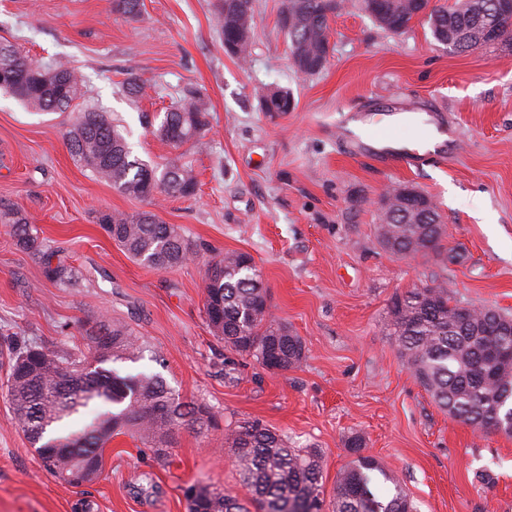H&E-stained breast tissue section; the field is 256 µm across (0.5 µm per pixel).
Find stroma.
<instances>
[{
	"label": "stroma",
	"instance_id": "35a3bbf8",
	"mask_svg": "<svg viewBox=\"0 0 512 512\" xmlns=\"http://www.w3.org/2000/svg\"><path fill=\"white\" fill-rule=\"evenodd\" d=\"M216 3L141 0L131 20L114 0H0V43L84 79L71 112L37 114L0 95V200L25 213L78 276L71 287L52 283L0 226V512H77L83 503L90 512H187L183 489L197 479L246 496L223 432L244 419L319 449L326 496L353 459L347 439L359 435L419 512H512V435L442 413L403 366L388 326L396 296L436 279L464 301L512 313V49L458 54L434 41L425 18L392 33L351 9L330 23L326 67L298 80L278 25L282 0H255L244 62L224 51ZM130 74L147 85L145 96L123 89ZM271 85L290 90L292 111L260 110ZM188 86L205 93L211 128L176 149L152 127ZM398 107L439 113L457 143L394 169L341 140L348 114ZM87 108L119 124L141 159L191 166L195 195L153 208L95 179L65 139ZM397 185L436 203L460 263L383 249L374 200ZM149 208L184 229L195 259L147 268L97 220ZM225 251L249 253L261 269L273 311L306 344L298 367L267 370L214 336L205 272ZM103 319L127 324L144 343L142 359L119 363L121 372L161 374L183 400L209 406L220 427L181 429L163 462L150 443L113 436L101 477L72 487L43 468L15 423L11 344L80 353Z\"/></svg>",
	"mask_w": 512,
	"mask_h": 512
}]
</instances>
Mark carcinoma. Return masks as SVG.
<instances>
[{"mask_svg":"<svg viewBox=\"0 0 512 512\" xmlns=\"http://www.w3.org/2000/svg\"><path fill=\"white\" fill-rule=\"evenodd\" d=\"M501 0H455L431 9L427 22L435 41L457 53L489 47L482 40L495 24L497 42L512 41V14L500 11ZM357 9L387 31L407 27L418 17L415 0H283L288 14L291 53L289 68L296 78L320 73L326 66V36L330 18ZM255 19L253 0H219L216 22L235 56L246 60L252 40L249 21ZM12 66L0 78V90L35 111H63L81 97L83 78L59 64L45 67L11 44L0 43V67ZM209 126L205 96L184 92L183 103L167 112L156 134L178 148L199 139ZM66 141L71 156L97 179L120 193L156 206L164 196H190L197 181L192 168L170 163L164 169L133 153L122 131L102 112L76 114ZM441 220L437 207L423 205V193L381 212L377 234L402 259L434 252L446 262L457 253L445 246L447 225L434 234L430 225ZM0 223L10 228L16 245L43 265L48 280L64 287L77 282L75 272L58 263L55 252L40 238L35 225L19 209L0 201ZM99 223L106 234L135 262L167 271L184 265L194 253L182 227L165 224L144 211L104 213ZM205 314L216 337L237 353L270 371L285 372L305 357V343L288 324L274 316L261 271L241 262V253L226 251L211 261L205 276ZM390 326L399 357L434 404L451 418L488 432L512 416V358L492 361V349L512 351V315L457 298L448 282L435 281L397 297L390 306ZM91 356L20 344L13 350L8 396L15 420L40 456L45 470L57 476L72 468H89L91 480L102 473V447L117 425L129 428L167 456L175 434L188 427L201 433L212 414L201 418L200 403L176 396L158 373L120 375L103 364L135 361L141 338L118 323H101L86 332ZM224 447L234 456L244 499L201 479L189 512H325L320 452L294 448L288 437L257 420L239 421L224 430ZM358 436L346 443L356 460L336 477L331 512H414L410 496L372 456L360 453ZM391 486L380 487L376 475Z\"/></svg>","mask_w":512,"mask_h":512,"instance_id":"cac0c4a2","label":"carcinoma"}]
</instances>
